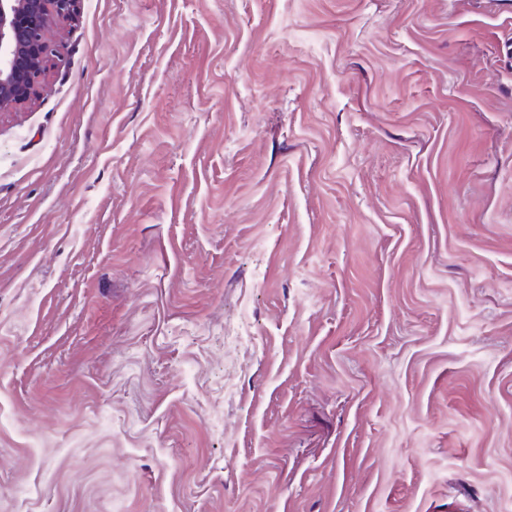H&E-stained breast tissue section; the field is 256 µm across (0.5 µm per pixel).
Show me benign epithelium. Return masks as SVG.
<instances>
[{"mask_svg": "<svg viewBox=\"0 0 512 512\" xmlns=\"http://www.w3.org/2000/svg\"><path fill=\"white\" fill-rule=\"evenodd\" d=\"M80 0H0V112L30 103L54 66L51 26Z\"/></svg>", "mask_w": 512, "mask_h": 512, "instance_id": "7a95c632", "label": "benign epithelium"}]
</instances>
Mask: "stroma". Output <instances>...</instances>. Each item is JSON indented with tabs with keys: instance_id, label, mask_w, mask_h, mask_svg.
Returning <instances> with one entry per match:
<instances>
[{
	"instance_id": "obj_1",
	"label": "stroma",
	"mask_w": 512,
	"mask_h": 512,
	"mask_svg": "<svg viewBox=\"0 0 512 512\" xmlns=\"http://www.w3.org/2000/svg\"><path fill=\"white\" fill-rule=\"evenodd\" d=\"M0 112V512H512V0H81Z\"/></svg>"
}]
</instances>
